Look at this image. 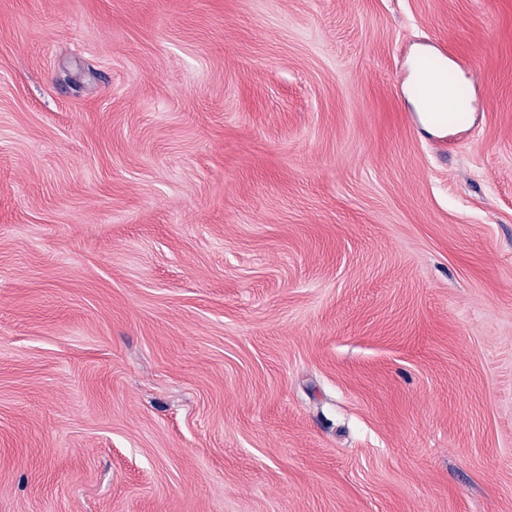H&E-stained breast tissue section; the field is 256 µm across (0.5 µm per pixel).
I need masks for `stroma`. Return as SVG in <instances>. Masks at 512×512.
I'll use <instances>...</instances> for the list:
<instances>
[{
  "label": "stroma",
  "instance_id": "stroma-1",
  "mask_svg": "<svg viewBox=\"0 0 512 512\" xmlns=\"http://www.w3.org/2000/svg\"><path fill=\"white\" fill-rule=\"evenodd\" d=\"M0 512H512V0H0ZM424 82L431 87L440 86L443 88L442 94H430L426 104L432 112H445L448 114V120L451 119L453 101L458 97L461 90H464L473 81V67L470 64H457L450 73H448V84L443 83L440 78V68L431 60L421 61ZM446 114V115H447Z\"/></svg>",
  "mask_w": 512,
  "mask_h": 512
}]
</instances>
